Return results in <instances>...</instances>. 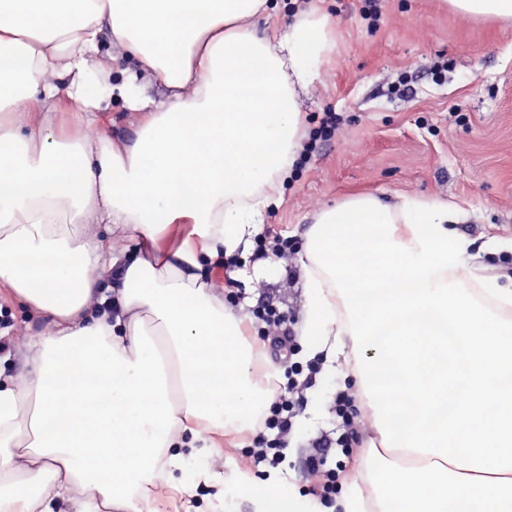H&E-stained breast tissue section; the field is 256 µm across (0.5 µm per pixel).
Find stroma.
Returning a JSON list of instances; mask_svg holds the SVG:
<instances>
[{"label": "stroma", "instance_id": "obj_1", "mask_svg": "<svg viewBox=\"0 0 512 512\" xmlns=\"http://www.w3.org/2000/svg\"><path fill=\"white\" fill-rule=\"evenodd\" d=\"M366 0H328L335 47L305 102V126L337 112L343 124L286 184L265 227L303 236L322 208L369 192L460 207L459 230L489 242L490 266L512 259V22L467 19L444 0H376L379 19L361 17ZM238 271L248 306L275 297L301 318L307 304L299 256L251 262ZM0 321L9 325L0 374H17L29 335L46 324L0 287ZM347 369L313 380L279 470L300 485L299 456L314 438L332 435L330 401L347 386Z\"/></svg>", "mask_w": 512, "mask_h": 512}]
</instances>
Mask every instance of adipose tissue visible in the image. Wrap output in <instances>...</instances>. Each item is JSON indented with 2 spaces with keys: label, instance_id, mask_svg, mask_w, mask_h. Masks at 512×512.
I'll return each instance as SVG.
<instances>
[{
  "label": "adipose tissue",
  "instance_id": "1",
  "mask_svg": "<svg viewBox=\"0 0 512 512\" xmlns=\"http://www.w3.org/2000/svg\"><path fill=\"white\" fill-rule=\"evenodd\" d=\"M268 0H0V282L43 315L17 377L0 383V496L14 512H152L157 486L192 512L208 431L252 430L277 365L245 340L246 319L207 282L204 259L248 247L303 150L304 95L321 81L331 20L314 0L270 36L250 19ZM120 79H113V72ZM159 76L157 106L141 80ZM122 100L140 121L113 141L102 118ZM439 201L373 194L321 210L305 233L308 305L298 326L325 370L344 363L381 441L336 512H512V284L486 273ZM189 225L158 253L163 228ZM112 241H104L102 231ZM144 247L128 258L121 243ZM371 247V274L354 257ZM464 378L470 415L435 417L421 385ZM409 376L406 425L387 386ZM490 424H483L485 414ZM255 512H325L279 472Z\"/></svg>",
  "mask_w": 512,
  "mask_h": 512
}]
</instances>
